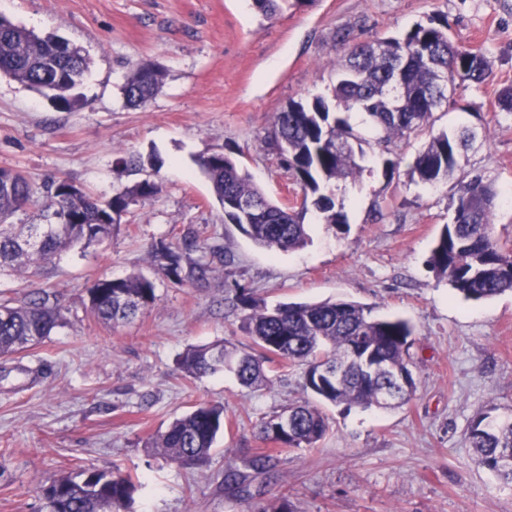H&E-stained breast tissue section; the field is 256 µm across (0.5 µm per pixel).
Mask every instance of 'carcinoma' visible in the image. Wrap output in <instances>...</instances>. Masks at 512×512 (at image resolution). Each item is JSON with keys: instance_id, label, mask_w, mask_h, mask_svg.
<instances>
[{"instance_id": "1", "label": "carcinoma", "mask_w": 512, "mask_h": 512, "mask_svg": "<svg viewBox=\"0 0 512 512\" xmlns=\"http://www.w3.org/2000/svg\"><path fill=\"white\" fill-rule=\"evenodd\" d=\"M283 0H253L264 18H273ZM89 70L82 48L53 36H42L0 16V74L40 93L60 111H69L76 99L73 90ZM448 85L469 81L484 83L492 74L491 62L480 50L460 47L449 36L446 20L416 23L400 38H379L352 47L336 68L332 98L347 112L368 116L378 131L384 151L396 141L417 137L431 127L430 100L437 92L436 73ZM163 72L140 64L126 76L122 92L128 105L144 107L163 85ZM293 109L276 114L274 144L303 193L301 206L272 201L252 183L241 163L222 151L198 160L208 176L216 200L224 207V223L235 225L253 243L269 250L288 252L310 240L304 223L314 208L321 223L344 230L342 209L336 208L332 184L359 177L364 167V139L344 118L334 115L325 97L310 102L293 101ZM478 135L469 126L430 135L416 153L411 172L417 181L436 187L452 177L458 157L471 149ZM57 223L28 224L16 231L11 219L34 203L29 179L14 168H0V273L40 268L59 253L88 246L110 236L129 205L161 191L156 181L142 180L101 202L65 179L49 188ZM498 198L494 180L477 175L459 181L454 194V217L444 225L427 260L429 269L464 299L485 301L512 292V244L494 233L493 215ZM158 268L175 284L207 280L212 261L202 256L183 273L182 255L164 242L153 250ZM96 318L114 326L152 307L156 286L136 273L123 278H100L88 289ZM238 301L244 314L240 329L248 349L224 343L190 346L180 357L185 375L201 377L220 371L235 375L245 387L273 383L272 365H302L304 386L321 402L382 408L378 390L392 384L387 368L406 374L401 404L416 391L407 359L413 328L398 316H376L360 303L348 300L320 303H281L260 306L248 289ZM57 294L44 290L19 304H0V357H10L29 344L50 336L60 325ZM291 425L284 428L274 414L263 420L259 432L273 443L255 454L248 466L262 472L273 466L276 453L313 448L328 430L317 406L290 404ZM224 428V406L203 403L175 419L168 429L151 439L149 447L181 465H195L210 458L217 434ZM467 440L476 462L491 471L505 487H512V418L488 412L479 414L467 429ZM141 482L118 471L83 469L41 489L47 512H129Z\"/></svg>"}]
</instances>
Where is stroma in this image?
I'll return each mask as SVG.
<instances>
[{"instance_id":"obj_1","label":"stroma","mask_w":512,"mask_h":512,"mask_svg":"<svg viewBox=\"0 0 512 512\" xmlns=\"http://www.w3.org/2000/svg\"><path fill=\"white\" fill-rule=\"evenodd\" d=\"M0 15L74 42L90 62L69 112L0 75V166L23 171L36 199L15 223H53L47 187L58 179L102 200L144 177L162 186L134 201L102 243L65 251L38 275L0 277V303L50 288L63 315L48 338L0 358V512H45L40 487L85 467L138 475L131 512H275L284 500L291 512H512V490L466 440L479 413L512 416V292L467 301L426 265L462 178L495 181L494 231L512 239V113L496 106L512 85V0H286L271 20L252 0H0ZM433 17L447 19L459 45L482 49L493 70L485 84H458L436 115L439 130L489 132L460 157L454 179L434 188L413 179L421 140L387 154L371 141L362 176L335 190L347 233L311 210L308 244L275 253L225 223L199 156L223 151L269 197L292 202L300 190L270 142L276 113L330 97L340 33L369 43ZM142 62L165 80L134 108L122 85ZM128 156L143 172H118ZM188 234L197 246L183 250V264L206 247L226 260L204 282L175 285L152 251L161 241L181 247ZM132 273L154 279L156 303L117 328L97 322L93 282ZM242 287L270 308L345 299L407 319L415 395L392 410L322 405L328 431L317 447L283 453L266 472L245 468L264 445L260 420L314 396L299 365L276 369L272 386L257 390L227 372H180L188 346L246 344ZM203 402L223 403L225 415L208 462L182 467L148 448ZM230 470L244 474V492L225 486Z\"/></svg>"}]
</instances>
